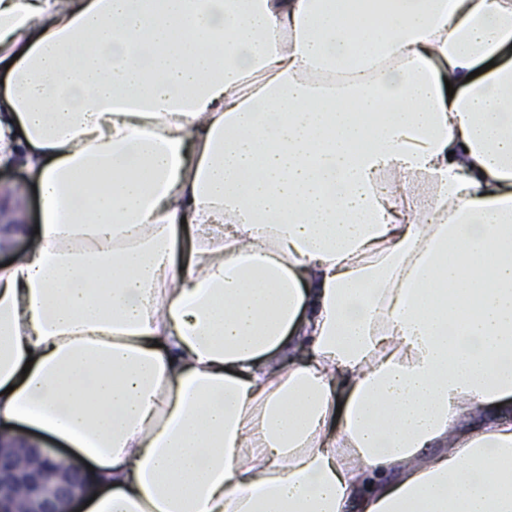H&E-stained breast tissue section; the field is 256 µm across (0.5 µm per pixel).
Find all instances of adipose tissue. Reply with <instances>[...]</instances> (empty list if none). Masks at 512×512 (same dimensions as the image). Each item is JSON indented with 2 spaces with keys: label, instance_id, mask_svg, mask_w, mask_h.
<instances>
[{
  "label": "adipose tissue",
  "instance_id": "obj_1",
  "mask_svg": "<svg viewBox=\"0 0 512 512\" xmlns=\"http://www.w3.org/2000/svg\"><path fill=\"white\" fill-rule=\"evenodd\" d=\"M17 160L0 425L78 512H512V0H0ZM20 186L19 191L16 188ZM0 224L15 213L21 217L29 230L38 224L37 191L26 180L24 169L20 163L8 168H0Z\"/></svg>",
  "mask_w": 512,
  "mask_h": 512
}]
</instances>
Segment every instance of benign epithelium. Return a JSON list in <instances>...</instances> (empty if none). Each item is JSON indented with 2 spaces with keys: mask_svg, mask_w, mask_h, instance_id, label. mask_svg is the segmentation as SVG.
Masks as SVG:
<instances>
[{
  "mask_svg": "<svg viewBox=\"0 0 512 512\" xmlns=\"http://www.w3.org/2000/svg\"><path fill=\"white\" fill-rule=\"evenodd\" d=\"M91 490L86 468L0 437V512H63Z\"/></svg>",
  "mask_w": 512,
  "mask_h": 512,
  "instance_id": "obj_1",
  "label": "benign epithelium"
}]
</instances>
